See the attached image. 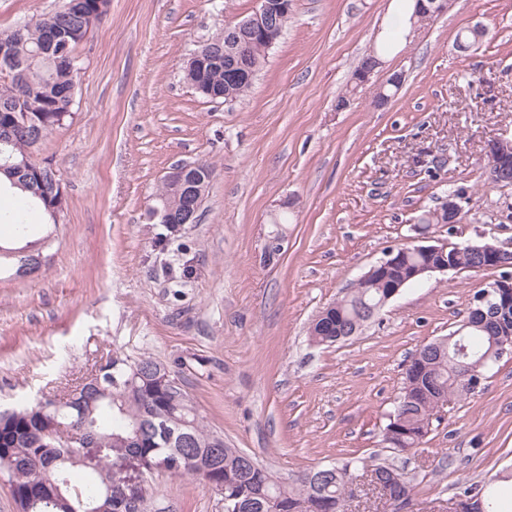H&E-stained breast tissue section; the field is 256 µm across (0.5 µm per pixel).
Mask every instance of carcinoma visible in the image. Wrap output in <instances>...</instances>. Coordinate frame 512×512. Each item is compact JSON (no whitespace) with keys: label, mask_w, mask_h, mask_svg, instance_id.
<instances>
[{"label":"carcinoma","mask_w":512,"mask_h":512,"mask_svg":"<svg viewBox=\"0 0 512 512\" xmlns=\"http://www.w3.org/2000/svg\"><path fill=\"white\" fill-rule=\"evenodd\" d=\"M443 3L444 0H415L411 19L429 21L437 17ZM63 5L69 9L62 14L55 10L31 17L24 25L21 40L14 39L12 30L0 31V41H13L12 57L0 59V129L14 123L15 101L20 95L24 96L30 115L29 124L13 132L6 153L17 161L28 158L43 170L51 165L33 159L32 149L71 118L74 102L69 91L78 78L79 65L76 49L107 12L109 0H64ZM484 35V29L468 27L457 34L456 46L467 52ZM267 52L264 43H251V72L259 70ZM251 85L248 77L233 84L224 83V56L218 55L206 73L205 90L200 95L211 99L224 94L233 100L243 96ZM0 173L10 186L30 193L24 199L23 210L0 213L1 224H11L15 234L26 235L33 212L48 213L42 202L45 186L36 177H15L1 158ZM384 293L385 289L375 282L355 284L328 309L315 334L309 335L310 341L317 345L338 342L336 333L354 323L364 325L368 312L377 309ZM499 339L498 325L492 323L482 329L465 330L459 350L453 340L440 353L428 357L412 354L383 440L399 452L421 447L430 433L425 421L439 411L438 401L466 395L463 366H468L471 377L486 379L487 371L499 361L486 354ZM99 371L96 380L81 385L77 405L90 419L88 444L105 449L94 469L83 464L80 444L70 433L72 408L45 398L0 416V473L7 475L14 501L31 504V512H69L70 501L81 500L87 507L100 504L109 489L112 512H129L127 485L120 469L127 455L136 452L150 461L163 459L170 476L199 481L201 477L188 459L203 457L216 446L223 463L218 476L224 482V512L247 507L251 512H349L344 476L350 464L305 471L286 482L279 481L257 462L243 463L244 452L227 446L222 436L207 428L184 386L171 387L161 381L167 367L160 361L149 355L132 362L110 357ZM172 431L190 435L188 447L168 443L164 433ZM50 448L65 456V461L49 465L46 455ZM367 468L379 491L388 490L395 496L393 512L411 504L412 486L398 468L386 463L362 465V469ZM56 485L64 499L49 508L43 495ZM478 496L484 501L485 512H499L498 502L487 485L466 486L458 493L460 499ZM270 502L271 509L267 508Z\"/></svg>","instance_id":"obj_1"}]
</instances>
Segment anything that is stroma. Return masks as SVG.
Masks as SVG:
<instances>
[{
    "label": "stroma",
    "mask_w": 512,
    "mask_h": 512,
    "mask_svg": "<svg viewBox=\"0 0 512 512\" xmlns=\"http://www.w3.org/2000/svg\"><path fill=\"white\" fill-rule=\"evenodd\" d=\"M256 0H110L77 53L72 120L42 141L67 206L30 231L38 275L0 272V408L78 385L103 354H148L183 383L208 428L280 479L346 461L386 462L413 485L409 512H448L461 484L512 474V356L440 410L420 449L382 441L409 356L448 335L499 270L436 272L332 346L315 316L409 243L447 190L462 219L432 241L512 251V185L485 150L512 137V0H452L384 48L400 0H293V16L244 96L203 98L184 79L200 42ZM485 35L468 52L465 27ZM382 65L358 90L363 58ZM402 83L378 95L391 75ZM347 105L337 109L339 96ZM213 174L200 220L154 214L179 163ZM289 203L287 223L272 218ZM285 240L278 255L264 246ZM159 512H224L190 478L149 479Z\"/></svg>",
    "instance_id": "1"
}]
</instances>
